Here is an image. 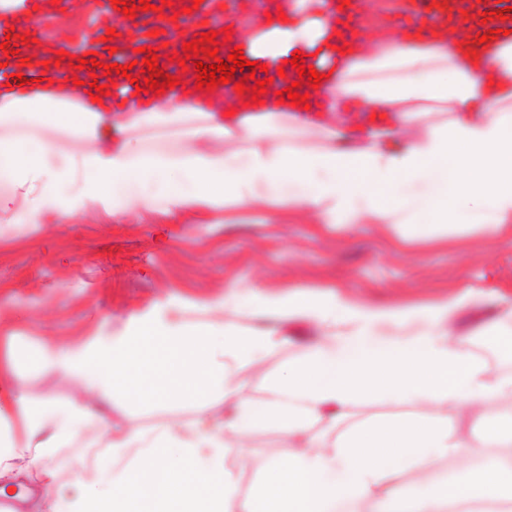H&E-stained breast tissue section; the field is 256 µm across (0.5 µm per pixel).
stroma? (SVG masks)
<instances>
[{
  "mask_svg": "<svg viewBox=\"0 0 512 512\" xmlns=\"http://www.w3.org/2000/svg\"><path fill=\"white\" fill-rule=\"evenodd\" d=\"M33 185L14 190L0 206V356L9 337L33 343L72 341L91 326L119 332L124 316L155 302L195 292L219 299L259 286L276 290L333 288L366 306L427 302L466 291L475 295L461 312L458 329L468 346L488 352L490 371L512 375V355L490 348L481 330L492 290L502 333L512 332V236L490 238L471 230L448 237L402 239L384 224L327 231L303 211L282 219L259 209L229 224L223 213L193 224L136 215L112 223L102 204L77 207L70 223L12 226L24 215ZM288 338L259 365L241 372L245 397L260 400L269 378L299 353L300 343L319 338V328L285 326ZM223 403L186 402L134 413L113 409L115 431L134 425L150 431L162 422L191 423L223 410ZM244 449L227 451L243 484L259 467L281 456L285 437L276 431L251 435Z\"/></svg>",
  "mask_w": 512,
  "mask_h": 512,
  "instance_id": "1",
  "label": "stroma"
}]
</instances>
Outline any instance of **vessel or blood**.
I'll list each match as a JSON object with an SVG mask.
<instances>
[{
    "mask_svg": "<svg viewBox=\"0 0 512 512\" xmlns=\"http://www.w3.org/2000/svg\"><path fill=\"white\" fill-rule=\"evenodd\" d=\"M92 0H0V31L14 28L16 34L33 32L35 19L54 20L60 11L78 12L89 8ZM403 10L417 19L437 24L449 42L471 39L469 19L486 12L490 18L485 30L512 29V9L504 0H424L422 7H415L406 0ZM214 0H201L197 10L190 14L175 15L173 7L162 11L148 10L128 19L115 13L119 34L112 43H105L100 36L84 38L77 53L78 58L96 57L104 64L127 65L143 60V47L159 48L161 54L181 50L183 43L199 38L200 34L216 29ZM133 30V37H126V30ZM61 40L46 41L38 38L32 45H21L19 53L4 56L10 73L9 85L0 84V104L21 98L55 100L68 104L74 112L100 111L99 103L92 101L87 83L88 70L72 71L67 64H55L56 52L66 50Z\"/></svg>",
    "mask_w": 512,
    "mask_h": 512,
    "instance_id": "b4317fda",
    "label": "vessel or blood"
}]
</instances>
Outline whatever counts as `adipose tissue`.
I'll return each instance as SVG.
<instances>
[{"label":"adipose tissue","mask_w":512,"mask_h":512,"mask_svg":"<svg viewBox=\"0 0 512 512\" xmlns=\"http://www.w3.org/2000/svg\"><path fill=\"white\" fill-rule=\"evenodd\" d=\"M329 0H294L288 25L260 22L252 43L277 61L294 51L343 45L329 20ZM310 100V109L264 104L226 116L223 102L192 105L178 95L141 101L112 118L119 137L99 151L55 165L48 138L0 137V185L39 183L25 219L63 224L76 199L101 201L115 223L135 212L231 219L256 206L280 216L304 210L335 224H385L403 238L469 228L497 237L512 228V40L475 53L442 38L377 37L371 53L337 55ZM390 114L387 123L337 129V113L361 106ZM447 121L405 139L424 115ZM177 126L183 144L148 139L133 144L125 130ZM321 130L315 147L309 130ZM471 297L457 294L403 307H366L331 290L291 293L257 289L227 300L161 301L124 319L121 333L88 330L66 343L28 350L10 345L8 372L32 370L68 378L86 401L45 395L39 403L22 386L0 390V423L19 420L23 432L0 431V491L18 479L55 483L71 469L80 486L30 512H447L453 502L512 501V414L490 413L512 402V377L486 368L455 335ZM282 324L326 327L271 377L269 396L243 398L238 374L280 348L273 328L225 325V305ZM204 314L201 322L185 313ZM200 397L228 406L222 421L190 427L161 423L150 434L113 433L112 408L162 407ZM393 402L412 415L371 418L334 441L306 433L316 419L336 426L355 407ZM468 420V431L459 423ZM104 436L108 453L91 463L64 456L84 430ZM266 430L291 442L243 485L226 451ZM486 449L487 472L458 469L455 485L428 484L417 494L400 476L425 471L429 459L458 461L462 449Z\"/></svg>","instance_id":"1"}]
</instances>
